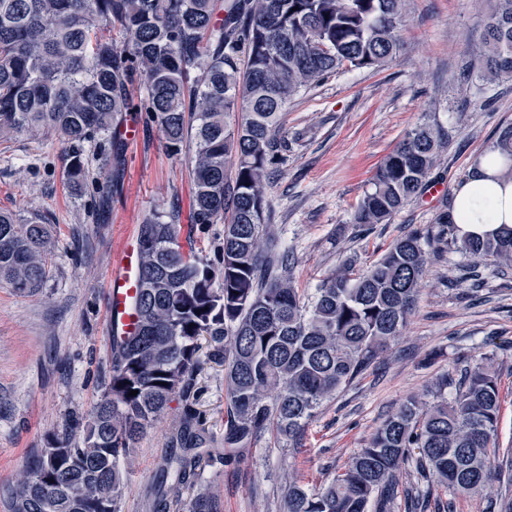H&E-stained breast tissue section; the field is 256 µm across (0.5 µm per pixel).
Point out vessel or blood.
Listing matches in <instances>:
<instances>
[{"label": "vessel or blood", "instance_id": "obj_1", "mask_svg": "<svg viewBox=\"0 0 512 512\" xmlns=\"http://www.w3.org/2000/svg\"><path fill=\"white\" fill-rule=\"evenodd\" d=\"M137 285L136 238L128 236L114 255L107 279L106 327L109 335H127L134 326L132 300Z\"/></svg>", "mask_w": 512, "mask_h": 512}]
</instances>
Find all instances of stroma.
Returning <instances> with one entry per match:
<instances>
[{
	"label": "stroma",
	"mask_w": 512,
	"mask_h": 512,
	"mask_svg": "<svg viewBox=\"0 0 512 512\" xmlns=\"http://www.w3.org/2000/svg\"><path fill=\"white\" fill-rule=\"evenodd\" d=\"M486 7L485 0H410L394 60L336 74L289 102L281 128L288 159L272 170L267 197L276 249L288 253L294 285L305 294L344 259L369 266L394 238L431 223L441 208L442 199L424 193L368 235L353 222L377 167L408 130L432 112L448 125V147L432 181L450 190L493 145L500 126L512 122V81L484 91L466 70L480 48ZM135 122L139 135L125 146L123 188L114 196L97 147H89L86 178L76 189L54 134L0 140V209L38 214L52 234L39 293L0 285V512H12L6 490L45 436L87 420L109 380L105 285L114 253L152 212L175 210L181 224L190 222L191 153L169 154L145 113ZM465 263L448 252L429 260L404 334L321 407L299 447L264 437L232 464L203 468L201 483L221 498L224 512H288V472L307 487L321 486L404 401L432 392L448 369L483 357L500 383V445L512 446V271L484 267L474 298L468 285H448ZM197 386L196 409L207 428L221 433L223 367L205 364ZM181 407L173 402L123 461L122 512H149L147 492Z\"/></svg>",
	"instance_id": "35a3bbf8"
}]
</instances>
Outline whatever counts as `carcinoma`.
<instances>
[{
	"mask_svg": "<svg viewBox=\"0 0 512 512\" xmlns=\"http://www.w3.org/2000/svg\"><path fill=\"white\" fill-rule=\"evenodd\" d=\"M408 0H0V138L51 131L69 182L85 176L84 144L122 176V126L143 112L167 151L193 152L192 224L176 215L138 230L134 330L113 340L112 370L82 435L52 433L11 490L13 512H121L126 458L175 397L176 434L151 488L152 512H174V487L196 489L186 512H224L198 486L203 460L229 465L268 435L297 447L322 405L362 375L419 306L430 255L512 269V230L460 239L450 206L395 238L364 269L344 260L306 298L288 254L264 250L270 170L286 162L288 102L340 72L383 67L400 51ZM117 31L119 45L112 37ZM471 68L486 83L512 79V0H492ZM145 88L139 100L134 86ZM430 117L409 130L373 175L353 223L386 224L418 196L447 146ZM494 146L512 160V123ZM224 223L210 258L194 250L195 224ZM50 229L0 210V282L34 294L47 278ZM224 366L223 449L194 407L204 361ZM453 396H448V390ZM137 394L132 396L130 391ZM498 378L483 363L446 371L433 400L411 398L388 416L324 485L288 475V512H387L399 473H417L453 498L512 483V448L499 446Z\"/></svg>",
	"mask_w": 512,
	"mask_h": 512,
	"instance_id": "carcinoma-1",
	"label": "carcinoma"
}]
</instances>
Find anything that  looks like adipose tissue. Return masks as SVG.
Listing matches in <instances>:
<instances>
[{
    "instance_id": "ef3b65f1",
    "label": "adipose tissue",
    "mask_w": 512,
    "mask_h": 512,
    "mask_svg": "<svg viewBox=\"0 0 512 512\" xmlns=\"http://www.w3.org/2000/svg\"><path fill=\"white\" fill-rule=\"evenodd\" d=\"M453 222L459 237L486 238L512 228V167L487 149L467 179L453 189Z\"/></svg>"
}]
</instances>
